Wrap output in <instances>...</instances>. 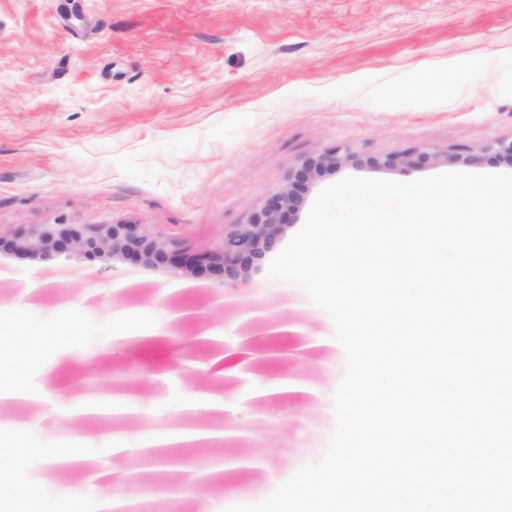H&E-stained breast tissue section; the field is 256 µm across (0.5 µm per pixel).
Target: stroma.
I'll return each instance as SVG.
<instances>
[{"label":"stroma","instance_id":"stroma-1","mask_svg":"<svg viewBox=\"0 0 512 512\" xmlns=\"http://www.w3.org/2000/svg\"><path fill=\"white\" fill-rule=\"evenodd\" d=\"M420 85L412 97L401 85ZM512 138V0H0V308L20 306L19 332L45 337L29 384L85 378L132 394L112 420L66 417L52 404L0 406V436L29 453L9 487L29 489L37 512H64L79 496L99 512L86 479L105 474L134 512H225L261 501L319 460L335 425L345 372L334 325L299 287L267 276L278 249L304 225L315 197L347 176L412 181L445 172L507 173L482 146ZM357 155L301 195L274 249L235 276L182 277L148 258L60 252L41 260L11 247L45 224H142L173 250L214 249L245 223L304 159L332 149ZM435 150L411 170L373 168L371 156ZM46 286L24 293L28 280ZM200 310L168 329L175 311ZM288 321L268 338L250 320ZM139 315L156 334L125 337ZM78 331L62 337L64 320ZM253 352L245 378L194 370L211 344ZM305 346L299 359L272 347ZM294 378L309 388L258 401L259 386ZM208 394L222 410L197 411ZM215 432L179 449L171 469L139 452L153 432ZM78 443L84 463L34 476L58 448ZM241 460L238 468L225 458ZM210 479L194 483L199 466Z\"/></svg>","mask_w":512,"mask_h":512}]
</instances>
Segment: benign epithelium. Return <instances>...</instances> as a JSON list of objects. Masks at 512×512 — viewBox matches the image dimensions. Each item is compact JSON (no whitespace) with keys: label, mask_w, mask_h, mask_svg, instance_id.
Listing matches in <instances>:
<instances>
[{"label":"benign epithelium","mask_w":512,"mask_h":512,"mask_svg":"<svg viewBox=\"0 0 512 512\" xmlns=\"http://www.w3.org/2000/svg\"><path fill=\"white\" fill-rule=\"evenodd\" d=\"M437 158V153L402 152L367 159L377 168H415ZM357 156L343 155L332 150L304 160L288 174L287 183L274 191L263 207L252 211L247 222L224 235L217 248L196 254H182L168 248L167 244L150 237L141 224H93L84 231L70 224H45L39 229L21 233L10 240L43 260L53 253L74 249L108 248L114 254L137 258L141 255L170 269L172 276H179L187 268L208 269L225 275L233 274L237 267L272 248L286 225V219L298 206L300 193L314 177L328 168L342 163L355 162Z\"/></svg>","instance_id":"1"}]
</instances>
